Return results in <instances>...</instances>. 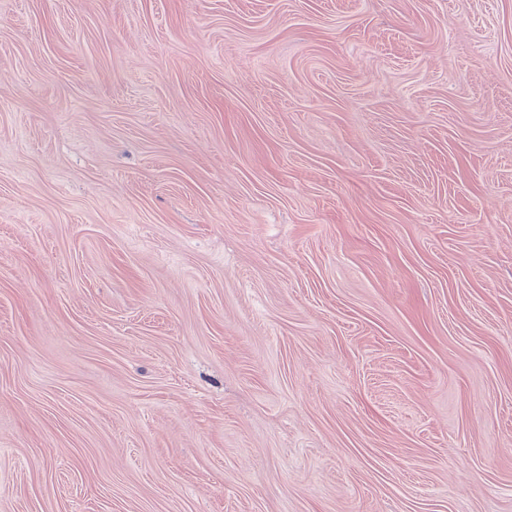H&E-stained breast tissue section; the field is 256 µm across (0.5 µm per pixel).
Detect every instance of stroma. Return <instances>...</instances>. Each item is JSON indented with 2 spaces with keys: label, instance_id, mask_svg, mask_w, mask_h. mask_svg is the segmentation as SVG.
Segmentation results:
<instances>
[{
  "label": "stroma",
  "instance_id": "obj_1",
  "mask_svg": "<svg viewBox=\"0 0 512 512\" xmlns=\"http://www.w3.org/2000/svg\"><path fill=\"white\" fill-rule=\"evenodd\" d=\"M0 512H512V0H0Z\"/></svg>",
  "mask_w": 512,
  "mask_h": 512
}]
</instances>
